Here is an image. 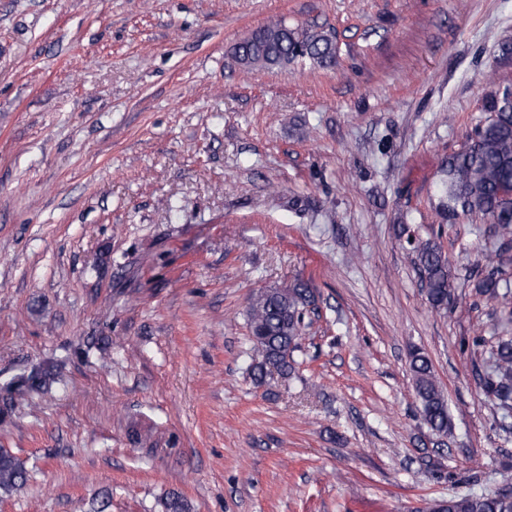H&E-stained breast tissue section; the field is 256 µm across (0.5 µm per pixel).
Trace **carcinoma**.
<instances>
[{"mask_svg":"<svg viewBox=\"0 0 512 512\" xmlns=\"http://www.w3.org/2000/svg\"><path fill=\"white\" fill-rule=\"evenodd\" d=\"M336 41L323 29L292 26L280 19L271 22L240 41L234 50L235 61L245 70L286 71L297 64L326 68L336 61ZM485 120L475 126L474 137L464 148L449 156L441 181V192L448 200V219L458 212L481 214L497 225L500 244L486 258L489 269L476 285L477 292L512 305V282L501 277L502 266L512 252V199L500 194L512 183V92L496 87L486 96ZM401 234L414 254V264L432 309L448 307L452 284L448 257L432 239H421L402 227ZM313 290L304 281L281 288H262L251 299L248 324L252 342L250 375L257 384L267 382L268 367L287 375L294 370L293 353L299 348L306 313L314 306ZM491 373L483 379L482 390L500 409L512 411V338L498 340L492 349ZM54 366L18 376L10 383L11 399H22L33 391L49 388ZM409 371L419 413L436 438L447 444L451 431L448 401L440 387L432 363L421 351L410 355ZM26 472L10 451L0 449V489L9 490L24 482ZM504 491L466 494L436 501L430 512H512V472L501 473Z\"/></svg>","mask_w":512,"mask_h":512,"instance_id":"carcinoma-1","label":"carcinoma"}]
</instances>
